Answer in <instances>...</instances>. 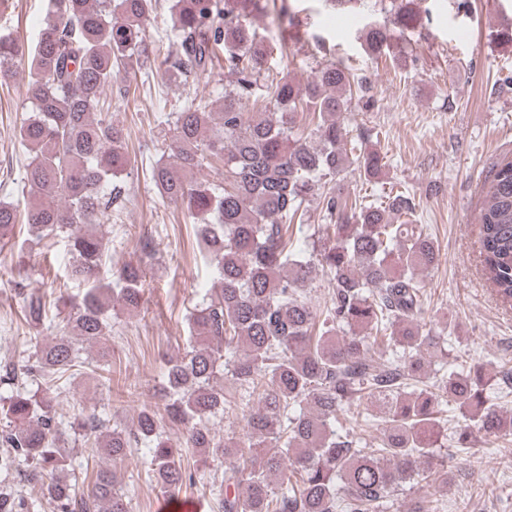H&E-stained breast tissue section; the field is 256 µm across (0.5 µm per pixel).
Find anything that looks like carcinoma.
Wrapping results in <instances>:
<instances>
[{"mask_svg":"<svg viewBox=\"0 0 512 512\" xmlns=\"http://www.w3.org/2000/svg\"><path fill=\"white\" fill-rule=\"evenodd\" d=\"M268 0H171L176 34L164 77L184 86L224 59L234 76L221 111L210 99L188 96L169 113V143L151 164L159 194L181 203L217 274L216 285L187 318L188 350L167 362L164 389L169 420L184 427L174 443L163 417L143 409L135 428H109L95 412L70 422L86 432L90 447L114 462L147 443L145 474L168 501L196 482L184 464L191 451L227 461L209 492L215 512H383L406 484L448 486L456 456L439 451L444 407L455 405L470 422L457 447L477 435H512V414L492 402L490 384L476 373L448 367L430 370L426 357L442 352L440 333L420 324L424 298L419 275L440 261L432 239L417 224L408 190H391L379 202L326 196L321 224L300 248L293 229L304 225L303 204L323 182L354 163L366 181L386 165L376 148L358 149L376 134L350 136L340 114L364 101L367 88L348 66L327 60L301 85L272 77L264 62L297 40L301 20L279 22L274 44L243 20ZM159 0H48L37 41L27 48L0 33V82L27 60V100L32 111L18 129L28 152L24 211L0 201V240L15 224L38 241L62 236L72 277L86 285L55 336L38 341L26 360L0 364V474L20 477L0 491V512H133L132 498L118 487L116 471L99 467L87 492L65 471L59 443L66 433L54 393L62 379L84 366L111 381L107 343L112 335L109 284L100 279L108 241L92 224L112 222L120 191L112 188L127 167L123 126L104 110L117 80H137L140 60L160 52L146 38L145 22ZM393 27L374 25L365 51L395 63V35L423 26L415 0H391ZM262 100L259 112L243 103ZM314 128L300 131L297 116ZM209 169L220 182L200 181ZM479 208V258L498 299L512 303V159L498 162L485 179ZM332 284L329 306L319 312L306 286L316 270ZM122 284L116 300L138 308L143 271L125 265L113 273ZM26 321L43 325L56 302L44 294L23 297ZM100 347L95 364L79 344ZM257 405L243 412V433L220 439L209 427L235 397L219 385L224 374ZM37 384L36 390L28 388ZM384 406L382 434L361 447L355 429L370 426L365 404Z\"/></svg>","mask_w":512,"mask_h":512,"instance_id":"obj_1","label":"carcinoma"}]
</instances>
